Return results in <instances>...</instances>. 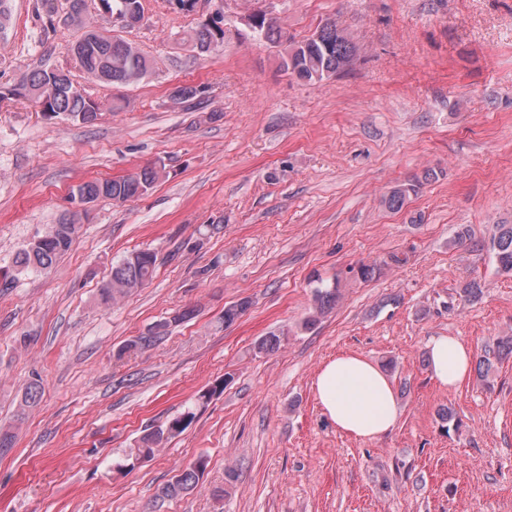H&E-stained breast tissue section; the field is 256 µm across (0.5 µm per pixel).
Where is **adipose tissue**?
<instances>
[{"label": "adipose tissue", "instance_id": "1", "mask_svg": "<svg viewBox=\"0 0 512 512\" xmlns=\"http://www.w3.org/2000/svg\"><path fill=\"white\" fill-rule=\"evenodd\" d=\"M433 379L454 388L469 375L470 345L457 336H434L427 343ZM316 400L337 431L374 440L396 425L399 405L395 387L381 367L364 356L347 353L326 362L313 381Z\"/></svg>", "mask_w": 512, "mask_h": 512}]
</instances>
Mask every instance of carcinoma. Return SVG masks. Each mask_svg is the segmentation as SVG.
<instances>
[{
    "label": "carcinoma",
    "instance_id": "obj_1",
    "mask_svg": "<svg viewBox=\"0 0 512 512\" xmlns=\"http://www.w3.org/2000/svg\"><path fill=\"white\" fill-rule=\"evenodd\" d=\"M141 6L140 0H100L99 11L112 14L133 12ZM42 8L49 21L61 17L64 24L73 27L78 36L68 47L88 78L106 85H130L143 80L152 69V63L139 48L130 41L100 31L87 13L86 0H42ZM256 33L270 43L283 45L288 41V32L275 25L272 19L262 13L258 17ZM193 48L200 53L224 45V29L207 23L200 24L187 36ZM293 54L283 58V67L297 79L320 83L339 73L340 68L351 57H358L357 48L348 33L334 21L321 25L309 38L291 42ZM19 96L34 101L40 112L49 118H60L83 125L94 123L101 109H112V102H102V108L91 105V96L74 82L71 72L64 69L34 70L22 77L15 88ZM163 172L157 167H143L135 172L115 179L91 180L72 188L69 202H96L100 199L127 201L141 196L152 189ZM416 185H401L386 197L385 204L392 211H399L405 205ZM83 212L76 209L70 218L59 224H50L44 231L21 249L15 257V266L21 271L47 273L59 257L68 252L78 234L79 221ZM499 272L512 274V225L498 224L490 243ZM157 256L150 250L132 252L112 265L108 282L100 289L99 303L110 306L124 299L151 279ZM339 283L318 286L313 292V307L303 321L306 329L314 326L325 313L336 305ZM192 315L185 310L155 323L146 334L136 337L124 345L118 355L128 352L145 351L154 347L169 333L171 323H180ZM512 357V336H502L484 347L478 357V370L485 376L494 364ZM41 391L36 383L30 384L24 395L15 423L0 427V456L7 455L16 443L18 423L26 417L29 408L36 407ZM196 413L187 409L171 417L166 425L149 429L140 437L137 447L130 449L126 460L136 455L145 459L153 458L168 441L181 435L195 420ZM208 461L199 457L193 463L178 471L172 480L160 490L163 498H173L193 491L203 477Z\"/></svg>",
    "mask_w": 512,
    "mask_h": 512
}]
</instances>
